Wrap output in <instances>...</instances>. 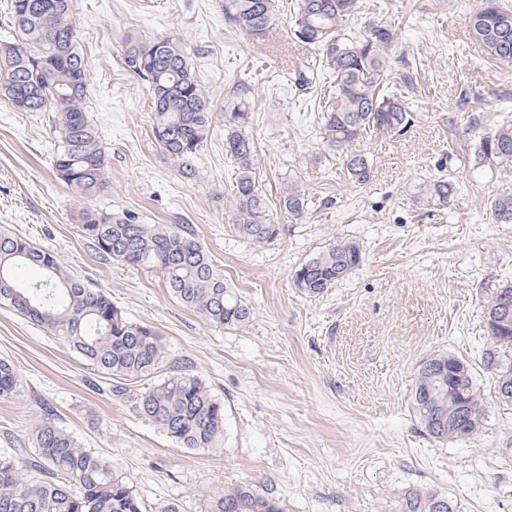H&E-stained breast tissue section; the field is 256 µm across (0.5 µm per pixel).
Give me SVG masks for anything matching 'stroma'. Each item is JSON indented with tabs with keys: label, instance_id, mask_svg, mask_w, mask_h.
<instances>
[{
	"label": "stroma",
	"instance_id": "35a3bbf8",
	"mask_svg": "<svg viewBox=\"0 0 512 512\" xmlns=\"http://www.w3.org/2000/svg\"><path fill=\"white\" fill-rule=\"evenodd\" d=\"M295 5L275 0L277 25L258 43L225 25L224 0L77 2L86 110L109 176L93 206L189 225L251 308L238 328L206 324L158 273L97 260L73 219L78 200L53 172L51 113L0 99V229L52 252L129 319L152 326L167 364L190 367L224 404L221 450L178 447L53 332L0 304V358L20 383L0 400V453L27 461L34 425L50 417L111 460L149 507L175 499L199 512L203 494L249 482L287 500L289 512H396L417 487L447 495L457 512H512V405L497 402L482 363L492 344L484 303L512 282V224L493 223L490 202L512 191V173L474 164L479 138L512 123V63L473 43L468 16L478 0H360L351 30L392 26L388 82L398 86L410 70L416 84L407 131L361 142L372 177L359 185L323 145L330 80L305 91L294 84L317 58L287 36ZM163 36L190 52L213 104L190 178L155 142L147 87L122 58L126 39ZM238 83L250 88L248 130L271 212L286 183L307 196L306 215L263 246L232 231L224 101ZM438 177L458 186L442 209L421 202ZM336 240L356 242L362 265L323 295L304 294L295 270ZM441 352L473 368L485 410L475 438L435 440L413 410L417 366Z\"/></svg>",
	"mask_w": 512,
	"mask_h": 512
}]
</instances>
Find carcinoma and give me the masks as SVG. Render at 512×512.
<instances>
[{
	"label": "carcinoma",
	"instance_id": "obj_1",
	"mask_svg": "<svg viewBox=\"0 0 512 512\" xmlns=\"http://www.w3.org/2000/svg\"><path fill=\"white\" fill-rule=\"evenodd\" d=\"M77 0H8L6 20L11 40H0V98L20 112H52L59 134L55 174L81 200L105 193L109 186L105 152L86 113L87 68L76 30ZM358 12V0H298L292 38L321 55L320 65L295 75L303 88L331 74L335 104L322 114L326 146L339 153L349 179L364 184L371 165L359 143L368 133L404 134L412 122L406 96L387 90V55L395 31L368 24L359 34L346 32ZM227 25L252 41L266 40L274 26V0H224ZM476 41L495 60L512 62V9L499 0H480L469 16ZM126 69L148 87L152 134L162 152L186 178L211 131L212 108L195 63L177 39L159 37L125 41ZM248 111L229 102L224 112V156L233 166L230 192L232 230L244 242L261 246L276 240L284 225L270 217L260 182L256 141L247 131ZM478 163L512 170V124H501L480 138ZM456 184L440 179L424 190V201L445 206ZM307 199L295 184L279 196L281 215L298 219ZM496 224H512V192L493 198ZM78 227L101 261H120L155 270L183 305L207 324L238 327L252 312L226 283L207 251L184 224H143L132 213L89 208L76 215ZM363 262L353 241H336L294 273L297 288L319 296L346 279ZM36 267L43 279L24 283L19 269ZM501 285L486 301L485 319L493 346L483 354L494 371L495 392L512 389V313L501 310ZM0 303L47 327L97 372L112 377L110 393L129 399L133 410L181 448L213 451L224 441V405L186 367L158 376L165 351L148 325L131 321L100 289L89 287L64 270L50 252L27 239L0 231ZM148 382L134 396L126 382ZM19 388L14 366L0 359V398ZM413 409L435 439L472 438L483 428L484 409L467 361L450 353L418 365ZM443 426L435 429L433 422ZM33 455L25 466L0 456V512H146L133 484L112 462L84 447L51 419L31 433ZM456 506L436 490L421 487L406 493L397 512H455ZM201 512H288V503L268 489L242 484L205 495Z\"/></svg>",
	"mask_w": 512,
	"mask_h": 512
}]
</instances>
